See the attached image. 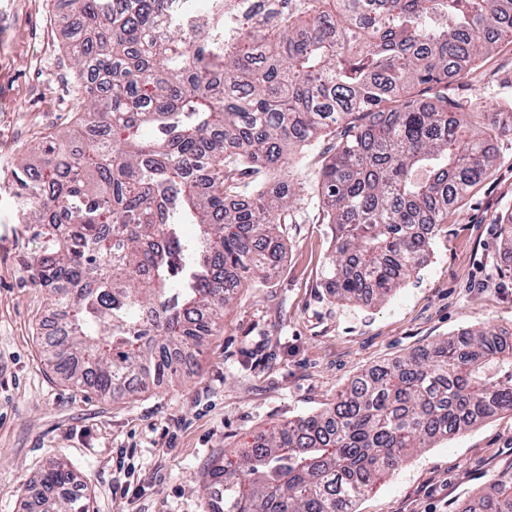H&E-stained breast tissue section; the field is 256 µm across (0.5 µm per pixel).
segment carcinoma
Returning <instances> with one entry per match:
<instances>
[{
  "mask_svg": "<svg viewBox=\"0 0 512 512\" xmlns=\"http://www.w3.org/2000/svg\"><path fill=\"white\" fill-rule=\"evenodd\" d=\"M67 44L83 81L76 124L18 160L29 282L67 320L48 339L60 377L132 395L182 374L224 307L283 257L301 192L298 151L333 137L319 187L340 302L418 273L448 215L497 163L512 118L431 90L512 38V0H79ZM97 128L93 144L63 149ZM195 224L187 240L181 226ZM512 412V336L466 330L359 375L216 465L209 512H356L409 453ZM59 461L34 477L70 484ZM44 512H89L81 495ZM460 512H512V470Z\"/></svg>",
  "mask_w": 512,
  "mask_h": 512,
  "instance_id": "carcinoma-1",
  "label": "carcinoma"
}]
</instances>
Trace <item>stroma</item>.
Masks as SVG:
<instances>
[{"label":"stroma","mask_w":512,"mask_h":512,"mask_svg":"<svg viewBox=\"0 0 512 512\" xmlns=\"http://www.w3.org/2000/svg\"><path fill=\"white\" fill-rule=\"evenodd\" d=\"M61 0H0V512H23L34 475L71 468L90 512H208L215 463L271 429L323 410L360 372L480 325L512 329V138L489 141L498 164L449 216L422 269L382 301L344 304L325 275L332 226L318 192L321 146L300 167L301 192L268 279L239 289L182 379L112 399L60 379L43 349L57 310L29 287L20 260L41 242L17 224L19 157L70 127L80 79L65 52L73 17ZM449 104L512 112V41L449 82ZM137 480L126 484L118 468ZM512 467V412L424 448L382 477L358 512H457Z\"/></svg>","instance_id":"stroma-1"}]
</instances>
